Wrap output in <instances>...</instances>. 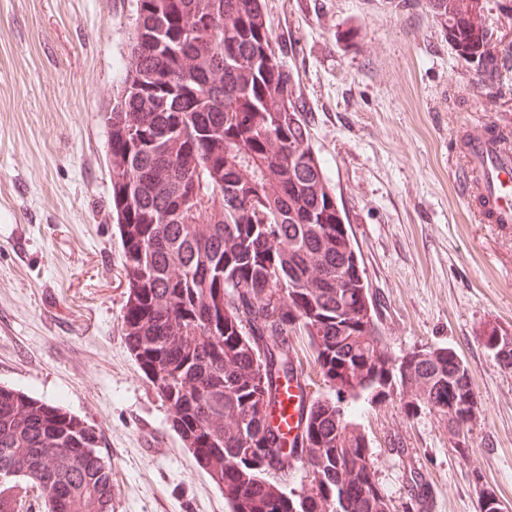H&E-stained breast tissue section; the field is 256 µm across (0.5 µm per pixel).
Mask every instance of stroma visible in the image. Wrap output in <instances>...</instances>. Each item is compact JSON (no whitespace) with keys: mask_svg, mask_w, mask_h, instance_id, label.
<instances>
[{"mask_svg":"<svg viewBox=\"0 0 512 512\" xmlns=\"http://www.w3.org/2000/svg\"><path fill=\"white\" fill-rule=\"evenodd\" d=\"M290 45L311 150L346 213L392 357L448 346L476 398L473 446L444 418L406 413L400 386L358 400L387 512L512 510V368L483 338L512 336V234L473 219L450 179L465 137L512 128V69L494 91L448 38L432 0H262ZM136 0H0V384L92 426L112 465L114 512H228L130 355L126 281L109 213L102 114ZM164 451H145L148 430Z\"/></svg>","mask_w":512,"mask_h":512,"instance_id":"1","label":"stroma"}]
</instances>
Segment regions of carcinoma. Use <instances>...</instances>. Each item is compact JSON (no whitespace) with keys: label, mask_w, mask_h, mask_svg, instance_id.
Listing matches in <instances>:
<instances>
[{"label":"carcinoma","mask_w":512,"mask_h":512,"mask_svg":"<svg viewBox=\"0 0 512 512\" xmlns=\"http://www.w3.org/2000/svg\"><path fill=\"white\" fill-rule=\"evenodd\" d=\"M476 78L494 87L512 60L491 47L481 0H433ZM261 0H137L114 94L111 211L127 283L128 350L166 404L197 465L247 479L228 512H293L273 425L279 380L298 378L288 337L314 351L336 398H317L291 448L311 478L306 512H387L368 441L336 403L408 388L407 413L474 416L467 367L449 347L396 360L375 321L368 282L326 168L309 147L298 75ZM485 347L512 367V337ZM84 421L0 386V512L23 477L47 512H112V466ZM260 448V453L248 449ZM362 488L341 505L339 478Z\"/></svg>","instance_id":"carcinoma-1"}]
</instances>
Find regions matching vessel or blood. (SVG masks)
I'll return each mask as SVG.
<instances>
[{
    "label": "vessel or blood",
    "instance_id": "vessel-or-blood-1",
    "mask_svg": "<svg viewBox=\"0 0 512 512\" xmlns=\"http://www.w3.org/2000/svg\"><path fill=\"white\" fill-rule=\"evenodd\" d=\"M452 180L479 223L512 226V145L502 141L499 132L487 129L465 139ZM310 402L305 385L281 388L275 414L283 432L297 435L298 411Z\"/></svg>",
    "mask_w": 512,
    "mask_h": 512
}]
</instances>
